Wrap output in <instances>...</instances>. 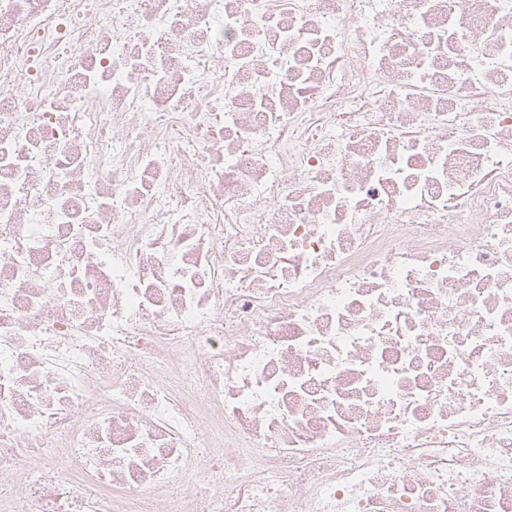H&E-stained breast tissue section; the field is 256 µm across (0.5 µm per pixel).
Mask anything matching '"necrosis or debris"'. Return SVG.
I'll list each match as a JSON object with an SVG mask.
<instances>
[{
  "instance_id": "necrosis-or-debris-1",
  "label": "necrosis or debris",
  "mask_w": 512,
  "mask_h": 512,
  "mask_svg": "<svg viewBox=\"0 0 512 512\" xmlns=\"http://www.w3.org/2000/svg\"><path fill=\"white\" fill-rule=\"evenodd\" d=\"M0 512H512V0H0Z\"/></svg>"
}]
</instances>
